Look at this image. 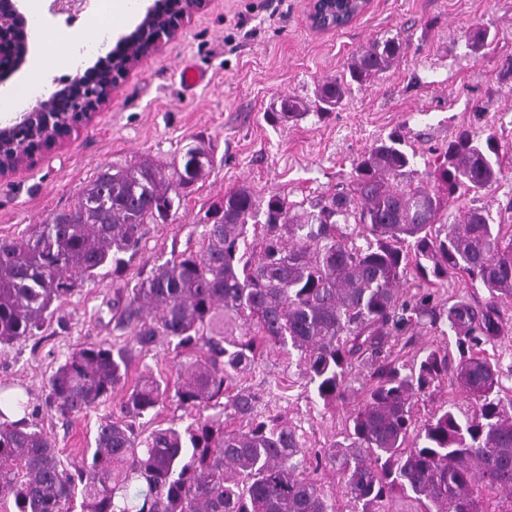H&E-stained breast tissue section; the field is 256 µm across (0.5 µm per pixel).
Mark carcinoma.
Listing matches in <instances>:
<instances>
[{"instance_id":"carcinoma-1","label":"carcinoma","mask_w":512,"mask_h":512,"mask_svg":"<svg viewBox=\"0 0 512 512\" xmlns=\"http://www.w3.org/2000/svg\"><path fill=\"white\" fill-rule=\"evenodd\" d=\"M465 39L474 54L492 41L481 24ZM408 48L399 33L375 39L318 85L313 103L282 99L278 118L333 112L352 84ZM403 143L396 131L377 139L345 187L307 203L245 186L225 193L198 249L172 255L129 291L114 289L100 313L126 342L77 347L47 383V404L64 419L124 390L90 452L61 461L24 396L0 393V512H339L319 480L327 464L339 466L347 512H391L396 498L416 502L414 512H491L487 492L512 503V395L489 352L505 334L500 307L512 302V228L482 207L448 223L462 196L500 181L499 157L462 128L421 171ZM212 164L195 146L167 169L109 168L74 209L1 241L0 346L36 335L99 270L121 276L143 226L166 222ZM413 271L421 284L408 295L401 285ZM456 275L486 301L439 302ZM426 325L455 334L457 363L446 345L398 362L394 348ZM161 340L179 358L176 380L146 373L128 384L133 355ZM273 349L296 358L325 409L344 398L353 367L370 371L343 440L307 448L287 417L261 412L260 396L240 386ZM447 380L471 407L447 399L417 422L418 402ZM166 402L186 413L184 427H136Z\"/></svg>"}]
</instances>
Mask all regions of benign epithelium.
<instances>
[{"instance_id":"benign-epithelium-1","label":"benign epithelium","mask_w":512,"mask_h":512,"mask_svg":"<svg viewBox=\"0 0 512 512\" xmlns=\"http://www.w3.org/2000/svg\"><path fill=\"white\" fill-rule=\"evenodd\" d=\"M21 0H0V72L17 70L29 53L27 17ZM371 0H343L348 22L363 15ZM85 0H52L53 13L76 14ZM202 0H151L135 28L120 36L106 56L93 66L57 83L48 97L31 109L0 121V177L33 160L44 148L62 143L79 126L91 121L109 98L118 79L136 59L177 36L180 21Z\"/></svg>"}]
</instances>
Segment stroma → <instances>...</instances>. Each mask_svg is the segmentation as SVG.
Segmentation results:
<instances>
[{
    "instance_id": "1",
    "label": "stroma",
    "mask_w": 512,
    "mask_h": 512,
    "mask_svg": "<svg viewBox=\"0 0 512 512\" xmlns=\"http://www.w3.org/2000/svg\"><path fill=\"white\" fill-rule=\"evenodd\" d=\"M495 39L471 54L462 33L472 23ZM403 33L406 56L369 83L352 86L326 118L272 121L286 96L312 100L323 81L342 74L353 54L387 33ZM205 74L188 87L182 67ZM462 127L492 139L503 176L494 187L452 207L480 206L512 224V0H372L341 31L314 29L307 0H206L178 36L126 72L90 124L64 145L38 153L31 166L0 177V240L18 239L49 213L73 209L82 189L104 169L150 160L168 166L194 146L212 152L210 172L184 192L167 222L148 224L120 284L111 269L78 286L36 336L0 347V387L24 394L66 460L93 447L112 397L66 420L44 405L49 375L75 346L118 341L99 310L114 287L134 288L174 252L197 247L205 216L225 192L241 186L299 202L334 191L354 159L377 138L399 131L409 148L430 155ZM365 368L329 411L312 405L295 367L269 352L243 376L266 411L301 426L310 448L339 438L364 395Z\"/></svg>"
}]
</instances>
